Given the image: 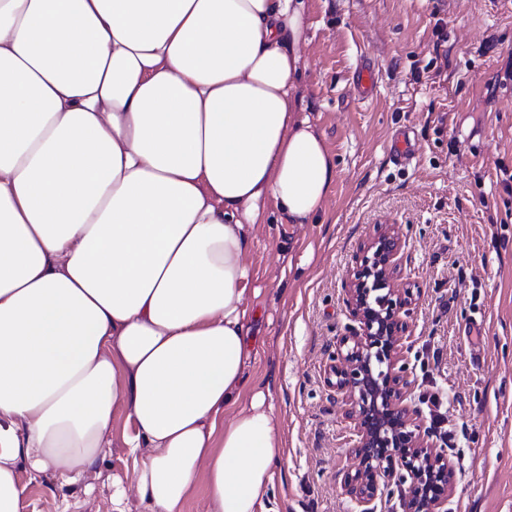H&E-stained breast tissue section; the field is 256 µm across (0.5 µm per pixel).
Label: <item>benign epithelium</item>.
Segmentation results:
<instances>
[{"label": "benign epithelium", "instance_id": "1", "mask_svg": "<svg viewBox=\"0 0 512 512\" xmlns=\"http://www.w3.org/2000/svg\"><path fill=\"white\" fill-rule=\"evenodd\" d=\"M401 249L385 228L360 250L349 275L347 302L359 329L340 340L325 382L350 401L356 464L345 476L346 493L360 512H373L380 480L409 482L403 512H444L456 488L455 465L435 449L406 403L408 383L395 371L413 293L394 287Z\"/></svg>", "mask_w": 512, "mask_h": 512}]
</instances>
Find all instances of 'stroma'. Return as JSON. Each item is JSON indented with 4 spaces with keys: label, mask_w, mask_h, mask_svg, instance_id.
Here are the masks:
<instances>
[{
    "label": "stroma",
    "mask_w": 512,
    "mask_h": 512,
    "mask_svg": "<svg viewBox=\"0 0 512 512\" xmlns=\"http://www.w3.org/2000/svg\"><path fill=\"white\" fill-rule=\"evenodd\" d=\"M308 115L336 180L308 223L275 202L248 258V376L269 388L284 435L270 499L278 512H357L343 481L353 422L324 370L354 321L345 292L378 226L401 239L396 285L413 292L403 320L407 402L428 425L425 395H446L457 485L448 512H512V0H308ZM371 61L378 82L359 98ZM415 133L404 168L388 151ZM126 414L112 419L90 484L19 469L27 512H113V482L131 484Z\"/></svg>",
    "instance_id": "35a3bbf8"
}]
</instances>
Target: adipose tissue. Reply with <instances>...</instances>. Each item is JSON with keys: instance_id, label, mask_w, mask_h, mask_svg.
Here are the masks:
<instances>
[{"instance_id": "ef3b65f1", "label": "adipose tissue", "mask_w": 512, "mask_h": 512, "mask_svg": "<svg viewBox=\"0 0 512 512\" xmlns=\"http://www.w3.org/2000/svg\"><path fill=\"white\" fill-rule=\"evenodd\" d=\"M309 27L306 0H0V512H25L18 467L88 479L121 410L115 512L199 486L277 512L246 258L268 201L304 224L336 179Z\"/></svg>"}]
</instances>
